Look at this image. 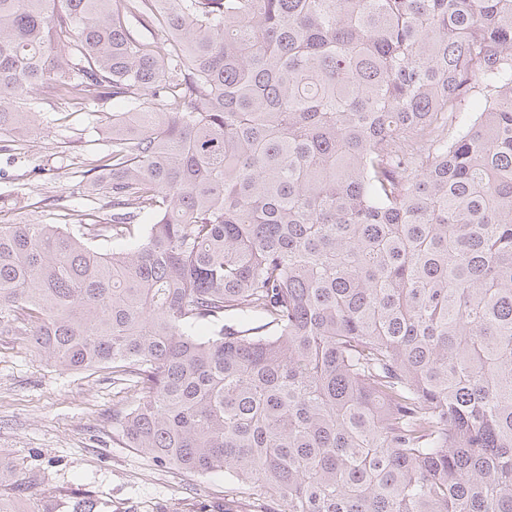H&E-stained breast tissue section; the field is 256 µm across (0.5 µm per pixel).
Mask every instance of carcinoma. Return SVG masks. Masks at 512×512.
<instances>
[{
    "label": "carcinoma",
    "instance_id": "carcinoma-1",
    "mask_svg": "<svg viewBox=\"0 0 512 512\" xmlns=\"http://www.w3.org/2000/svg\"><path fill=\"white\" fill-rule=\"evenodd\" d=\"M51 99L126 104L108 202L0 224L1 336L264 512H512V0H0V135Z\"/></svg>",
    "mask_w": 512,
    "mask_h": 512
}]
</instances>
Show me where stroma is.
<instances>
[{"mask_svg": "<svg viewBox=\"0 0 512 512\" xmlns=\"http://www.w3.org/2000/svg\"><path fill=\"white\" fill-rule=\"evenodd\" d=\"M96 105L51 100L24 137H0V222L61 224L83 206L82 148L108 135ZM132 393L102 371H66L24 336L0 335V455L27 489L22 512H42L51 494L90 491L103 512H222L238 484L223 473L189 475L155 465L112 432V411Z\"/></svg>", "mask_w": 512, "mask_h": 512, "instance_id": "35a3bbf8", "label": "stroma"}]
</instances>
